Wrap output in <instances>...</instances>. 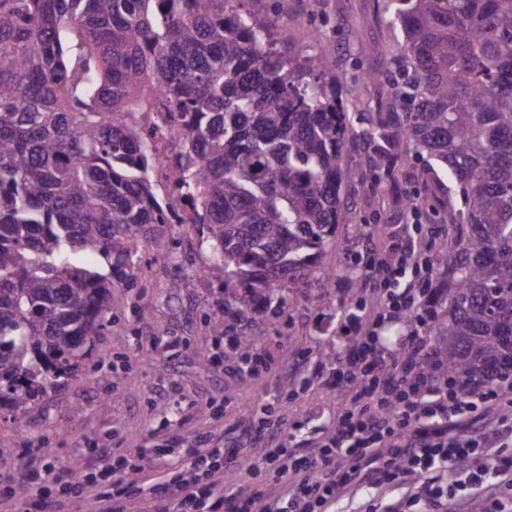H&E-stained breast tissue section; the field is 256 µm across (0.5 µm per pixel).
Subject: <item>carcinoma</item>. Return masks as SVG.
Instances as JSON below:
<instances>
[{
  "label": "carcinoma",
  "mask_w": 512,
  "mask_h": 512,
  "mask_svg": "<svg viewBox=\"0 0 512 512\" xmlns=\"http://www.w3.org/2000/svg\"><path fill=\"white\" fill-rule=\"evenodd\" d=\"M228 2L0 0L1 409L82 376L112 289L174 227L150 124L178 136L169 188L224 268L214 324L280 311L317 280L339 227L360 223L341 202L362 178L349 146L374 192L413 153L464 199L434 257L448 287L431 335L465 386L512 370V0H377L397 47L361 75L381 94L358 116L329 55H291L269 14Z\"/></svg>",
  "instance_id": "1"
}]
</instances>
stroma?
I'll return each mask as SVG.
<instances>
[{
  "label": "stroma",
  "mask_w": 512,
  "mask_h": 512,
  "mask_svg": "<svg viewBox=\"0 0 512 512\" xmlns=\"http://www.w3.org/2000/svg\"><path fill=\"white\" fill-rule=\"evenodd\" d=\"M237 10L271 14L287 30L293 54L311 49L310 33L323 28L321 43L336 61V81L358 108L372 105L374 85L357 81L359 72L382 68L388 47L387 22L376 0H234ZM328 27H321V19ZM426 200L448 188L424 181L422 164L409 158L394 171L392 189L373 192L359 182L342 193L344 203L362 216L361 224L342 227L319 261V279L279 317L261 314L227 328L209 324L206 313L224 304V274L213 268L207 243L197 231L148 243L142 252L138 286L144 287L145 311L134 306V293L112 291V326L98 340L79 381L49 391L38 409L13 417L0 413V494L18 488L29 443L39 445L50 462L70 465L90 448L130 452L179 437L205 436L231 447L237 439L227 429L246 419L254 405L288 385L295 394L275 414L296 426L301 438H322L336 415L335 391L297 367L299 352L335 355L339 345L341 298L337 282L357 287L361 261L385 251L388 225L410 218L399 201L403 191ZM207 278L184 285L199 265ZM257 331L265 351L277 359L270 374L249 377L228 372L232 355L225 329Z\"/></svg>",
  "instance_id": "stroma-1"
}]
</instances>
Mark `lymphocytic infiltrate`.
Returning a JSON list of instances; mask_svg holds the SVG:
<instances>
[{"label":"lymphocytic infiltrate","instance_id":"1","mask_svg":"<svg viewBox=\"0 0 512 512\" xmlns=\"http://www.w3.org/2000/svg\"><path fill=\"white\" fill-rule=\"evenodd\" d=\"M437 243L421 224L391 229L385 257L363 276L372 296L357 298L345 314L335 358H306L310 375L341 399L323 439L304 443L272 423L275 406L289 395L284 387L233 424L240 436L263 442V484L230 485L237 449L201 437L184 448L168 479L154 476L162 447L133 456L99 448L77 475L39 464L34 448L23 478L32 491L25 512H67L78 498L90 501L92 512H128L134 500L141 512H336L344 496L362 492L375 498L363 512H452L476 498L482 512H512L498 497L512 487V375L476 387L449 375L430 336ZM397 323L405 334L392 349L384 331ZM476 423L480 432H471ZM411 479L417 493L390 499Z\"/></svg>","mask_w":512,"mask_h":512}]
</instances>
